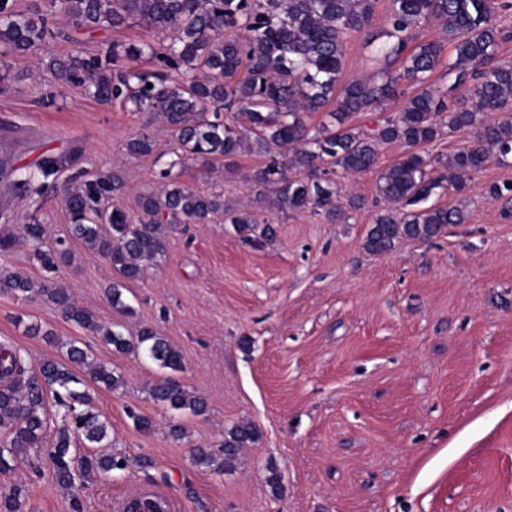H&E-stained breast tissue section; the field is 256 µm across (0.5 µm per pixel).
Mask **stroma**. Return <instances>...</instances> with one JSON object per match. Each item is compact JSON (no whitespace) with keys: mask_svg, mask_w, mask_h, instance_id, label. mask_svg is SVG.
<instances>
[{"mask_svg":"<svg viewBox=\"0 0 512 512\" xmlns=\"http://www.w3.org/2000/svg\"><path fill=\"white\" fill-rule=\"evenodd\" d=\"M389 8L379 0L372 24L349 37L343 79L376 73L371 54L385 40ZM146 36L131 20L117 30L70 32L46 50L92 52ZM15 71L0 84V231L38 222L46 245L64 244L68 258L49 271L18 246L0 251V272L67 289L124 335L153 326L180 350V380L207 403L202 416L157 405L148 392L162 374L155 363L116 352L46 299L0 291V343L31 366L64 359L74 342L123 377L115 391L82 379L108 424L102 451L126 461L81 489L83 512H123L143 490L169 498L175 512H512V220L502 216L505 199L486 191L512 182V163H490L464 192L443 194L466 223L373 254L364 240L377 212L375 174L340 178V198L353 193L365 205L336 220L310 209L279 213L256 202L245 182L264 156L242 152L228 168L172 167L177 141L148 113L54 86L27 59ZM140 133L155 138L154 152L128 155L127 141ZM50 154L69 159L52 186L14 190L13 169L36 171ZM115 165L130 214L168 170L196 191L223 192L228 207L252 212L275 235L255 248L220 216L168 225L164 258L123 283L124 304L112 306L105 289L116 275L71 238L63 188L75 174ZM33 323L41 335L27 333ZM131 409L153 420L151 432L133 426ZM242 420L260 440L235 469L194 464L199 448L222 458L225 428ZM175 423L185 427L183 439L170 435ZM272 465L281 476L276 492L267 483ZM16 487L35 512H72L45 450L0 472V491Z\"/></svg>","mask_w":512,"mask_h":512,"instance_id":"1","label":"stroma"}]
</instances>
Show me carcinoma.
<instances>
[{
	"instance_id": "cac0c4a2",
	"label": "carcinoma",
	"mask_w": 512,
	"mask_h": 512,
	"mask_svg": "<svg viewBox=\"0 0 512 512\" xmlns=\"http://www.w3.org/2000/svg\"><path fill=\"white\" fill-rule=\"evenodd\" d=\"M50 9L30 12L0 0V77L7 78L14 61L37 52L66 34L55 25L63 16L76 31L116 28L130 19L143 24L152 39L137 44L112 43L97 55L74 49L37 60L56 84L82 88L84 94L127 112H148L176 136L179 152L170 167L193 161L202 166L231 159L241 151L267 156V162L246 176L255 197L274 196L283 213L309 208L334 219L338 205L336 177L377 171L379 210L364 248L390 251L401 239L431 241L450 224L465 223V212L446 205L425 206L434 195L461 192L473 176L492 161L512 157V63L498 59L504 36L497 10L512 7L499 0H391L387 14L388 41L375 55L391 62L380 80H341L348 37L370 26L377 0H48ZM440 21L445 39L409 48L412 32L429 21ZM444 75L449 85L432 81L446 53ZM416 91L401 111L382 118L373 128L359 129L349 118L359 112H382L402 80ZM152 87H147V84ZM334 105L335 123L309 136L305 116ZM235 111L247 121L245 134L224 122L222 112ZM472 130L471 141L450 156L430 153L443 134ZM397 143L399 158L378 167L381 147ZM155 140L139 134L127 143V153L146 156ZM66 159L49 155L39 164L45 180L55 176ZM160 191L142 192L139 215L132 218L116 203L123 193L122 171L112 168L92 180L76 175L67 189L66 206L73 238L101 253L123 281L142 278L147 267L164 256L167 224H206L224 213L220 193L191 189L170 172L162 174ZM248 243L260 247L274 233L247 212L225 213ZM46 230L26 224L23 237L0 234V251L26 243L48 270L55 254L42 248ZM0 290L25 298L46 297L65 317L100 336L121 353L144 355L167 374L149 389L151 398L172 410L194 415L207 403L189 391L176 373L181 353L148 325L128 339L97 322L92 312L73 304L59 289L17 274H1ZM67 361L47 359L31 371L20 351L0 345V470L43 447L49 426L48 392L67 407L49 457L57 482L73 490L72 508L81 512L76 482L119 469L124 459L112 453H72L73 440L91 445L107 436V424L90 408V398L76 389L74 369L85 368L107 389L122 385V376L89 359L71 345ZM247 422L224 430V467L232 468L242 449L258 441ZM0 512H27L26 497L15 488L0 494Z\"/></svg>"
}]
</instances>
